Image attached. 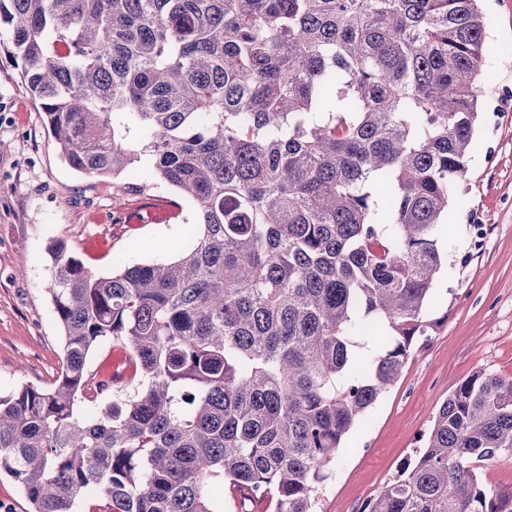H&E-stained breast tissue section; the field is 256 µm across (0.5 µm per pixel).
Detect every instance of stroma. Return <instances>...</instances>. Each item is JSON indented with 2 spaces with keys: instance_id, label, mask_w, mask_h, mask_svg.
I'll list each match as a JSON object with an SVG mask.
<instances>
[{
  "instance_id": "stroma-1",
  "label": "stroma",
  "mask_w": 512,
  "mask_h": 512,
  "mask_svg": "<svg viewBox=\"0 0 512 512\" xmlns=\"http://www.w3.org/2000/svg\"><path fill=\"white\" fill-rule=\"evenodd\" d=\"M490 52L479 140L465 184L469 206L448 216L454 248L436 284V325L417 342L397 383L356 426L316 512H362L414 458L448 395L474 371L512 378V0H486ZM142 172L117 180L79 174L61 158L19 67L0 47V392L51 387L62 328L45 284L49 244L97 275L175 260L193 242L189 201ZM483 226L474 248L472 222Z\"/></svg>"
}]
</instances>
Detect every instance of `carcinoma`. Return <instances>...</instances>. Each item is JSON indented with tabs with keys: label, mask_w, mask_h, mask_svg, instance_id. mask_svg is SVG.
<instances>
[{
	"label": "carcinoma",
	"mask_w": 512,
	"mask_h": 512,
	"mask_svg": "<svg viewBox=\"0 0 512 512\" xmlns=\"http://www.w3.org/2000/svg\"><path fill=\"white\" fill-rule=\"evenodd\" d=\"M485 0H0L10 56L73 170L139 163L193 205L172 262L98 276L62 241L64 359L0 395V471L32 512H316L341 448L401 376L448 267L479 147ZM380 340L368 353L365 341ZM128 347L114 386L99 343ZM512 380L439 406L366 512H512ZM125 354V360L127 353L121 347L117 346L112 340L104 341L97 345L91 352L88 358V367L91 373H98L109 360L110 356ZM479 472L484 481L501 494H512V459H501L491 464H481Z\"/></svg>",
	"instance_id": "cac0c4a2"
}]
</instances>
